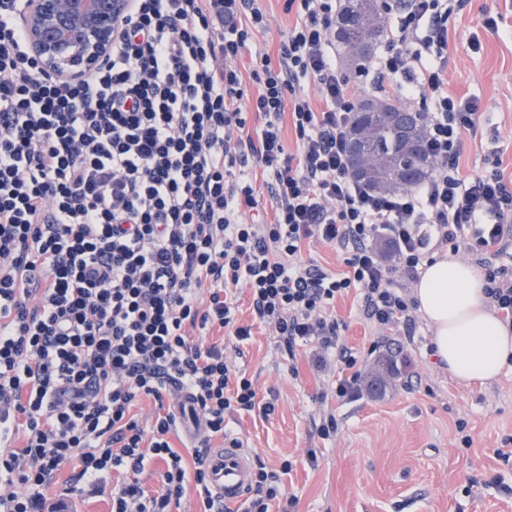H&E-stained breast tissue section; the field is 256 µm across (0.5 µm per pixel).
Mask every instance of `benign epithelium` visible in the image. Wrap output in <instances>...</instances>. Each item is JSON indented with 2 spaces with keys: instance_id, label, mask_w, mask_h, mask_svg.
Listing matches in <instances>:
<instances>
[{
  "instance_id": "obj_1",
  "label": "benign epithelium",
  "mask_w": 512,
  "mask_h": 512,
  "mask_svg": "<svg viewBox=\"0 0 512 512\" xmlns=\"http://www.w3.org/2000/svg\"><path fill=\"white\" fill-rule=\"evenodd\" d=\"M26 53L56 79L80 81L104 65L131 0H17Z\"/></svg>"
}]
</instances>
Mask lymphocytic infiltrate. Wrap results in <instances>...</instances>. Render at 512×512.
I'll use <instances>...</instances> for the list:
<instances>
[{
  "instance_id": "lymphocytic-infiltrate-1",
  "label": "lymphocytic infiltrate",
  "mask_w": 512,
  "mask_h": 512,
  "mask_svg": "<svg viewBox=\"0 0 512 512\" xmlns=\"http://www.w3.org/2000/svg\"><path fill=\"white\" fill-rule=\"evenodd\" d=\"M301 5L305 18L278 59L249 55L253 94L238 60L266 21L256 0H132L109 62L80 81L29 62L22 30L0 7V438L9 442L0 512H38L74 459L89 484L117 475L110 512H181L191 487L198 512H224L208 485L210 442L238 444L229 415L275 410L223 346L188 335L216 326L250 339L235 323L232 288H247L256 319L287 354L305 342L316 367L334 363V393L349 403L362 361L329 313L337 297L357 289L365 320L409 329L417 302L407 285L433 250L512 259V183L495 167L475 177L459 170L480 114L444 81L454 0H405L372 67L357 70L373 90L391 84L422 104L434 172L401 193L373 191L348 172L355 101L336 63L341 0ZM250 112L264 117L254 137L245 133ZM251 160L275 200L273 221L256 217L243 171ZM382 238L397 270L377 249ZM308 242L344 251L346 272L305 263ZM172 382L191 394L206 432L184 452L172 444L174 413L147 427L131 413L140 398L162 400ZM154 467L158 494L142 482ZM297 504L279 474L256 463L242 512Z\"/></svg>"
}]
</instances>
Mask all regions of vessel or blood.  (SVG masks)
Instances as JSON below:
<instances>
[{"label":"vessel or blood","instance_id":"vessel-or-blood-1","mask_svg":"<svg viewBox=\"0 0 512 512\" xmlns=\"http://www.w3.org/2000/svg\"><path fill=\"white\" fill-rule=\"evenodd\" d=\"M252 454L249 449L224 445L209 452L210 488L227 504L244 500L250 490Z\"/></svg>","mask_w":512,"mask_h":512}]
</instances>
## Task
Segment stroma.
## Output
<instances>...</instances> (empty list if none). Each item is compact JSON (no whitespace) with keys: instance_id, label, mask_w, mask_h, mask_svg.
<instances>
[{"instance_id":"stroma-1","label":"stroma","mask_w":512,"mask_h":512,"mask_svg":"<svg viewBox=\"0 0 512 512\" xmlns=\"http://www.w3.org/2000/svg\"><path fill=\"white\" fill-rule=\"evenodd\" d=\"M266 25L254 30L251 49L277 55L289 28L300 18L288 0H258ZM448 90L477 99L482 137L467 139L460 172L474 177L500 170L512 179V0H464L448 19ZM240 323L252 338L235 348L224 331L206 339L223 345L224 355L275 403L269 417L237 414L229 429L244 447L272 469L290 463L282 484L296 496L299 512H512V467L497 457L512 436V365L493 381L466 384L453 378L431 355L432 331L417 317L412 341L402 329H377L348 294L332 305L339 334L357 352L364 368L389 348H400L399 374L382 391H361L340 403L329 390L332 372L311 369L303 350L287 359L268 327L256 323L249 293H232ZM335 415L338 431L324 438L319 429ZM471 445H464V438ZM318 449L309 463V449ZM78 462L63 466L45 491L47 512H109L112 480L96 489L69 494Z\"/></svg>"}]
</instances>
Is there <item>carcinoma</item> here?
I'll return each instance as SVG.
<instances>
[{"label":"carcinoma","instance_id":"carcinoma-1","mask_svg":"<svg viewBox=\"0 0 512 512\" xmlns=\"http://www.w3.org/2000/svg\"><path fill=\"white\" fill-rule=\"evenodd\" d=\"M353 13L356 23L335 26L334 37L346 52L350 68L367 62L385 33V21L377 0H345L339 14ZM406 112L408 106L390 97L363 95L357 99L351 116L350 139L362 138L369 147L374 165L368 170L352 164L351 176L369 188L400 192L425 181L433 172L421 122L414 119L406 128L395 125L391 113Z\"/></svg>","mask_w":512,"mask_h":512}]
</instances>
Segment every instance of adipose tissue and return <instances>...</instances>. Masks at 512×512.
<instances>
[{"label": "adipose tissue", "mask_w": 512, "mask_h": 512, "mask_svg": "<svg viewBox=\"0 0 512 512\" xmlns=\"http://www.w3.org/2000/svg\"><path fill=\"white\" fill-rule=\"evenodd\" d=\"M414 296L436 357L458 381H491L512 361V327L486 305L475 267L448 257L427 262Z\"/></svg>", "instance_id": "1"}]
</instances>
